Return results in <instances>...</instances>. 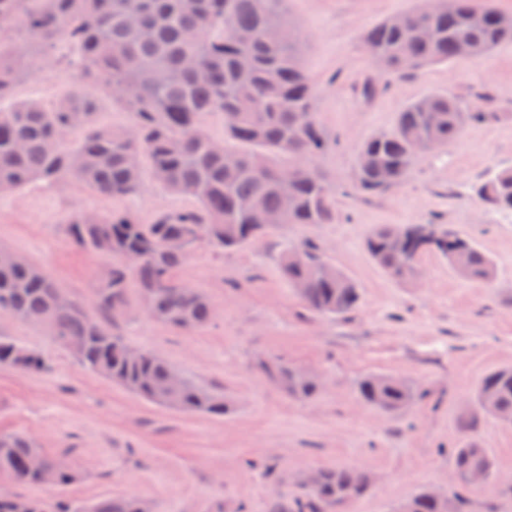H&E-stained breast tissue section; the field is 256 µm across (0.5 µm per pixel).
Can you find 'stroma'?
Here are the masks:
<instances>
[{
	"label": "stroma",
	"mask_w": 512,
	"mask_h": 512,
	"mask_svg": "<svg viewBox=\"0 0 512 512\" xmlns=\"http://www.w3.org/2000/svg\"><path fill=\"white\" fill-rule=\"evenodd\" d=\"M417 0H288L315 87L317 120L333 145L318 164L350 182L361 144L390 130L398 112L431 93L463 102L487 99L497 120L467 124L454 142L423 154L403 182L378 194L338 199L334 224H291L227 253L200 242L177 269L203 291L215 319L185 334L131 303L115 329L233 404L226 415L192 414L147 402L83 369L43 331L0 310V334L42 355L39 372L0 369V433L31 437L78 473L66 488L22 485L0 477V490L38 500L64 494L80 502L132 496L152 512H269L273 496L294 503L310 469L351 464L373 478L352 512H396L419 490L436 486L469 502L470 512H512V424L483 419L475 437L496 465L493 482L464 487L451 451L481 379L512 365V215L470 200L472 183L512 168V44L487 56L383 77L364 49L373 24ZM67 41L20 75L13 100L56 108L78 78ZM195 199L147 183L130 197H105L69 181L0 192V246L42 268L69 298L91 304L112 256L69 242L65 226L81 210L149 224L198 210ZM380 224L453 226L495 265L484 284L461 278L429 254L413 283L388 277L365 240ZM310 238L326 260L360 286L358 308L343 317L312 315L282 276L283 248ZM284 360L320 374L326 387L299 401L255 372L258 361ZM377 373L423 394L391 416L365 404L357 381Z\"/></svg>",
	"instance_id": "stroma-1"
}]
</instances>
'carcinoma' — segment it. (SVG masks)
I'll list each match as a JSON object with an SVG mask.
<instances>
[{"instance_id":"cac0c4a2","label":"carcinoma","mask_w":512,"mask_h":512,"mask_svg":"<svg viewBox=\"0 0 512 512\" xmlns=\"http://www.w3.org/2000/svg\"><path fill=\"white\" fill-rule=\"evenodd\" d=\"M491 0H459L450 12L443 0L429 7L418 3L400 13L398 26L389 17L374 25L364 43L386 76L416 73L438 63L459 60V47L471 45L482 57L512 43V27L500 25ZM75 51L79 81L57 108L36 101L0 109V190L21 189L43 180L64 184L75 180L112 197L140 192L144 175L168 191L195 198L199 210L168 214L152 224L128 217L74 213L66 235L77 247L118 256L98 280L93 297L99 317L67 297L39 267L16 265L0 250V310L38 326L62 346L77 341L76 361L86 370L117 383L151 403L187 413L227 414L232 410L220 391L182 376L181 387L167 389L175 372L169 362L148 350L131 360L125 341L113 330L130 306V288L154 319L181 332L210 325L213 309L206 295L184 286L174 272L194 245L207 241L217 251L250 245L288 224H333L338 195L377 194L391 181H404L419 155L433 145L457 140L471 121L498 117L485 103L462 104L434 93L407 105L391 130L361 146L363 164L353 182L328 180L315 158L329 141L318 124L316 99L302 63L301 36L290 20L287 0H0V102L11 95L17 77L34 73L46 48L57 39ZM93 82L112 102L132 114L131 125L116 130L97 123L86 83ZM215 114L224 121V137L201 125ZM79 134L71 147L62 132ZM238 159L229 167L224 156ZM293 173L288 193L277 178ZM471 197L488 209L512 211V168L492 171L471 187ZM268 215L277 224H265ZM398 224H381L368 234L372 260L393 280L412 282L421 258L436 254L462 277L482 284L495 274L492 260L457 231L427 240L413 233L396 248ZM180 237L181 250L168 247ZM311 262L289 263L290 250L279 265L305 309L337 318L354 311L360 300L357 283L328 262L321 248L302 240ZM41 357L8 337L0 336V368L40 369ZM269 382L300 400H312L321 389L302 369L284 361L262 362ZM360 399L388 414L405 410L414 388L387 375H368L358 385ZM512 415V366L488 373L479 383L472 408L460 420L463 437L453 452L455 470L465 474L495 464L472 436L484 416ZM41 452L19 434H0V475L18 484L75 480L74 469L59 470L56 459L43 455L47 467L34 471L29 458ZM366 472L353 465L316 469L315 483L291 506L275 497L270 512H349L371 489ZM34 512H140L136 497L106 498L81 504L66 497L52 502L31 500ZM466 502L448 493V506L422 490L397 512H465Z\"/></svg>"}]
</instances>
